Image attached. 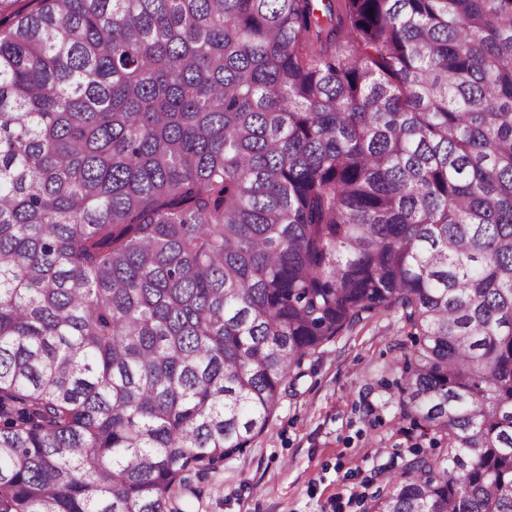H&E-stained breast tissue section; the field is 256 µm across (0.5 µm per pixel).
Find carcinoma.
<instances>
[{
  "instance_id": "obj_1",
  "label": "carcinoma",
  "mask_w": 512,
  "mask_h": 512,
  "mask_svg": "<svg viewBox=\"0 0 512 512\" xmlns=\"http://www.w3.org/2000/svg\"><path fill=\"white\" fill-rule=\"evenodd\" d=\"M14 2L0 512H180L379 314L371 512H512V0Z\"/></svg>"
}]
</instances>
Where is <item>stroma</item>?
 Listing matches in <instances>:
<instances>
[{
  "mask_svg": "<svg viewBox=\"0 0 512 512\" xmlns=\"http://www.w3.org/2000/svg\"><path fill=\"white\" fill-rule=\"evenodd\" d=\"M406 340L380 315L325 343L243 453L190 475L197 494L180 500L183 512H364L402 455L428 445L397 416L394 362Z\"/></svg>",
  "mask_w": 512,
  "mask_h": 512,
  "instance_id": "1",
  "label": "stroma"
}]
</instances>
